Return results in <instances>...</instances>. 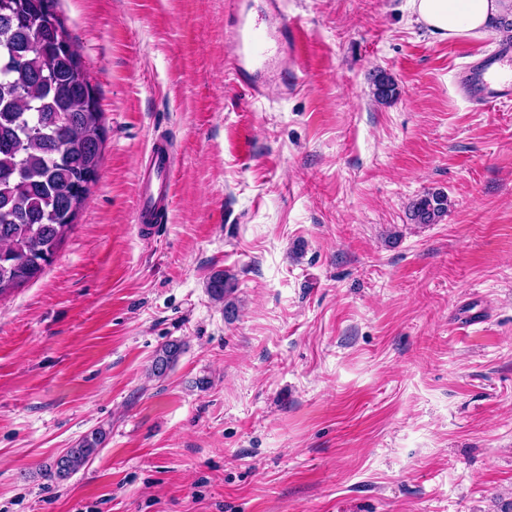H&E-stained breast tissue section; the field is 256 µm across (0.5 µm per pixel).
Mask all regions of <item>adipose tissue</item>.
Returning a JSON list of instances; mask_svg holds the SVG:
<instances>
[{
	"instance_id": "obj_1",
	"label": "adipose tissue",
	"mask_w": 512,
	"mask_h": 512,
	"mask_svg": "<svg viewBox=\"0 0 512 512\" xmlns=\"http://www.w3.org/2000/svg\"><path fill=\"white\" fill-rule=\"evenodd\" d=\"M417 23L450 39L512 33V0H411Z\"/></svg>"
}]
</instances>
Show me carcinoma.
<instances>
[{
	"label": "carcinoma",
	"mask_w": 512,
	"mask_h": 512,
	"mask_svg": "<svg viewBox=\"0 0 512 512\" xmlns=\"http://www.w3.org/2000/svg\"><path fill=\"white\" fill-rule=\"evenodd\" d=\"M90 77L73 47L55 0H7L0 7V296L39 277L72 230L96 182L104 142L103 113L90 108ZM395 84L375 82L387 101ZM448 195L428 191L411 205L417 224L448 213ZM216 300L232 290L220 270L208 282ZM182 344L169 342L153 358L162 377ZM94 430L55 462L59 478L86 465L103 442Z\"/></svg>",
	"instance_id": "cac0c4a2"
}]
</instances>
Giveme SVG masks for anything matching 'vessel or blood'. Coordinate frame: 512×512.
Returning a JSON list of instances; mask_svg holds the SVG:
<instances>
[{
	"mask_svg": "<svg viewBox=\"0 0 512 512\" xmlns=\"http://www.w3.org/2000/svg\"><path fill=\"white\" fill-rule=\"evenodd\" d=\"M233 23L229 36L227 63L239 85L250 96H265L271 79L287 81L288 66L305 51L298 27L284 12L283 0H265L261 16L253 18L240 8L228 14ZM512 64V44L502 43L491 56L473 65L476 101L485 106L512 98V74L505 70ZM175 150L171 139L159 135L152 139L139 172V199L136 220L148 226L160 223L174 192L172 169Z\"/></svg>",
	"mask_w": 512,
	"mask_h": 512,
	"instance_id": "b4317fda",
	"label": "vessel or blood"
}]
</instances>
